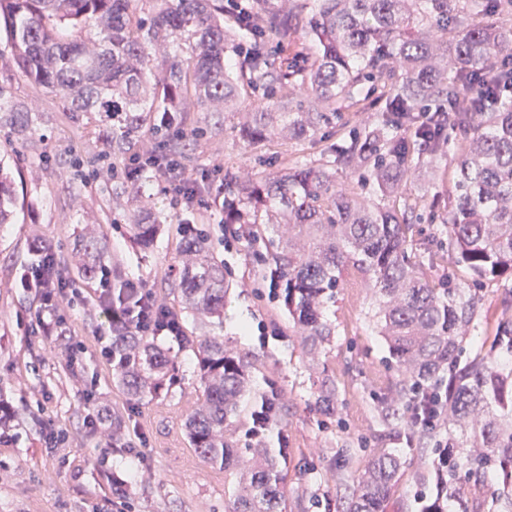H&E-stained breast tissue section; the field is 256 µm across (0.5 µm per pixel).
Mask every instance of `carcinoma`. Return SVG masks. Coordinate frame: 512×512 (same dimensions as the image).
I'll return each instance as SVG.
<instances>
[{
	"label": "carcinoma",
	"instance_id": "carcinoma-1",
	"mask_svg": "<svg viewBox=\"0 0 512 512\" xmlns=\"http://www.w3.org/2000/svg\"><path fill=\"white\" fill-rule=\"evenodd\" d=\"M233 21L224 0H0V60L48 89L64 110L110 134L112 155L137 153L140 133L185 125L186 113L223 114L247 99L242 131L253 145L277 137L313 141L346 112L371 111L317 160L238 181L224 173V223L288 227L270 236L257 266L269 274L311 356L335 335L324 318L346 276L372 284L373 320L399 373L381 401L386 426L420 457L419 512H512V303L477 349L483 286L512 284V0H248ZM278 44L273 51L270 42ZM288 86L298 94L275 97ZM0 112L26 128L30 110L0 86ZM201 128L168 146L194 150ZM449 174L448 198L405 193L415 166ZM358 174L361 188L337 180ZM152 164L131 188L136 208L118 214L144 248L166 213L148 190ZM14 181L0 166V224L13 223ZM441 218L448 250L420 241L423 211ZM170 268L182 309L200 324L224 311V262L200 224L183 225ZM107 247L87 224L72 263L92 280ZM448 260V275L429 270ZM112 273L99 305L134 304ZM203 401L187 436L224 484V512H286L288 449L260 447L256 427L279 422L274 389H252L247 355L216 336H189ZM173 360L154 337L112 320L115 382L136 400L155 393ZM251 426L239 434L244 399ZM405 462L374 452L342 512H386Z\"/></svg>",
	"mask_w": 512,
	"mask_h": 512
}]
</instances>
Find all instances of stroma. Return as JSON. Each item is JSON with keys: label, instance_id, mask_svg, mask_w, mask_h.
Listing matches in <instances>:
<instances>
[{"label": "stroma", "instance_id": "obj_1", "mask_svg": "<svg viewBox=\"0 0 512 512\" xmlns=\"http://www.w3.org/2000/svg\"><path fill=\"white\" fill-rule=\"evenodd\" d=\"M0 85L31 109L33 119L23 132L0 122V157L11 165L18 194L15 223L0 226V401L12 411L8 430L0 432V512H224V473L199 458L185 430L202 398L196 350L157 337L176 362L174 378L156 396L132 399L101 353L97 332L108 318L97 284L70 264L82 225H100L111 245L110 263L180 310L167 267L184 223L205 226L231 289L222 324L204 327L188 315L182 321L189 335L216 336L247 353L256 389H280L281 422L263 440L268 448L288 450L289 512H341L377 448L406 458L386 512H417L416 459L405 436L386 430L377 410L398 374L370 320V284L358 279L340 289L327 309L336 334L311 362L287 310L257 278L251 250L225 237L219 208L185 207L156 182L169 219L153 248H131L128 226L113 221L116 206L127 200L125 182L106 171L89 183L82 178L110 154L98 126L76 122L55 96L1 65ZM199 117L188 115L187 128L205 131L184 161L187 176L196 179L217 166L266 175L280 171L285 160L319 156L336 141L328 128L316 142L276 138L256 146L240 137L233 114L205 123ZM38 239L55 250L68 295L60 309L66 332L52 339L35 330L42 312L38 293L20 285L36 261L31 247ZM326 392L334 396L329 409L320 401ZM102 408L109 412L106 422L96 431L87 428L86 415ZM50 428L61 434L60 443L47 442Z\"/></svg>", "mask_w": 512, "mask_h": 512}]
</instances>
